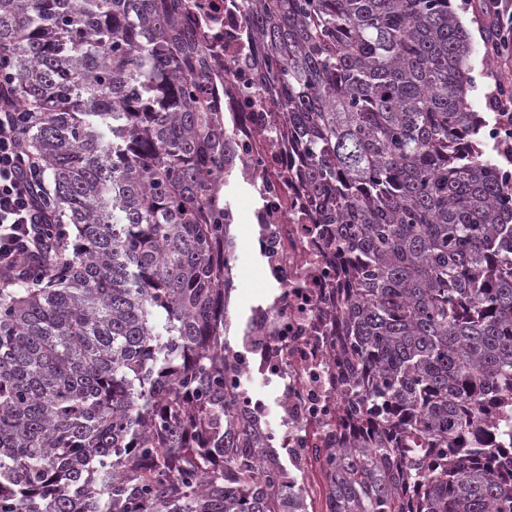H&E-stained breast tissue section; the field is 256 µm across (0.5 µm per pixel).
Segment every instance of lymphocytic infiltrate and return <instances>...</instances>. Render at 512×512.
Wrapping results in <instances>:
<instances>
[{"mask_svg": "<svg viewBox=\"0 0 512 512\" xmlns=\"http://www.w3.org/2000/svg\"><path fill=\"white\" fill-rule=\"evenodd\" d=\"M11 60L0 54V268L28 270L59 258L54 236L45 231L50 200L39 163L23 144L19 130L29 118L16 104ZM496 114L495 139L512 159V85L496 82L489 96Z\"/></svg>", "mask_w": 512, "mask_h": 512, "instance_id": "obj_1", "label": "lymphocytic infiltrate"}]
</instances>
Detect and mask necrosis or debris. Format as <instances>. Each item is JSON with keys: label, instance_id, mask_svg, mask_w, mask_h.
Returning <instances> with one entry per match:
<instances>
[{"label": "necrosis or debris", "instance_id": "necrosis-or-debris-1", "mask_svg": "<svg viewBox=\"0 0 512 512\" xmlns=\"http://www.w3.org/2000/svg\"><path fill=\"white\" fill-rule=\"evenodd\" d=\"M198 30L209 41V66L220 87L211 104L232 122L240 161L238 176L259 185L252 210L253 247L276 294L253 305L248 330L228 352L240 382L232 392L250 414L267 422L269 405L251 380L272 384L280 427L275 448H333L353 431L343 421L344 379L334 361L339 329L336 304L348 286L329 225L314 223V209L293 157L275 127L272 108L247 103L236 64L251 50L240 34L241 13L227 0H187Z\"/></svg>", "mask_w": 512, "mask_h": 512}]
</instances>
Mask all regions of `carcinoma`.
<instances>
[{
	"instance_id": "1",
	"label": "carcinoma",
	"mask_w": 512,
	"mask_h": 512,
	"mask_svg": "<svg viewBox=\"0 0 512 512\" xmlns=\"http://www.w3.org/2000/svg\"><path fill=\"white\" fill-rule=\"evenodd\" d=\"M350 288L338 448L227 396L236 145L184 0H0L63 257L0 289V512H512V185L450 0H241Z\"/></svg>"
}]
</instances>
